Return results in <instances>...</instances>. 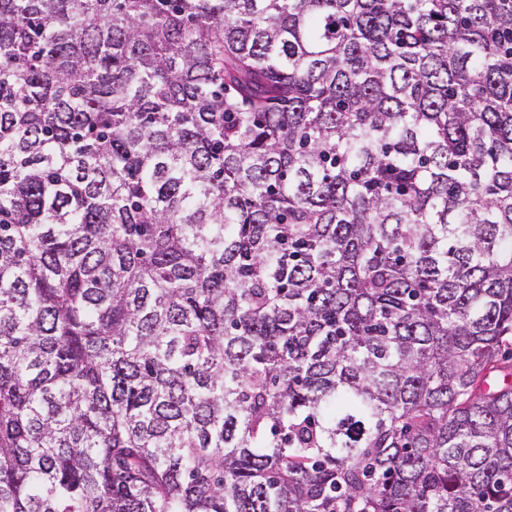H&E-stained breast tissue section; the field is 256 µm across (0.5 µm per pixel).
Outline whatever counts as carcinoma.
<instances>
[{"instance_id":"carcinoma-1","label":"carcinoma","mask_w":512,"mask_h":512,"mask_svg":"<svg viewBox=\"0 0 512 512\" xmlns=\"http://www.w3.org/2000/svg\"><path fill=\"white\" fill-rule=\"evenodd\" d=\"M512 0H0V512H512Z\"/></svg>"}]
</instances>
